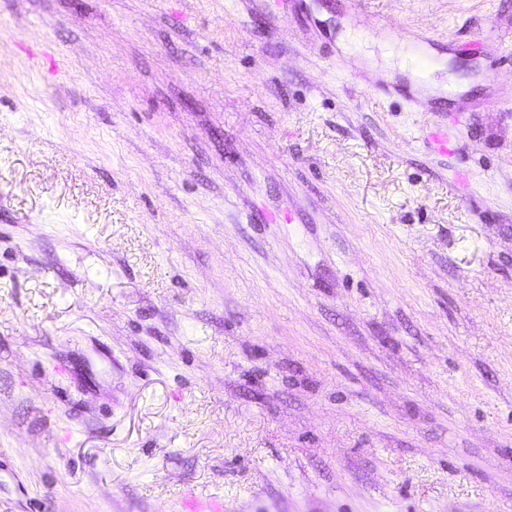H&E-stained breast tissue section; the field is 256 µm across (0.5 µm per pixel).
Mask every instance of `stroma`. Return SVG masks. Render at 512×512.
I'll return each mask as SVG.
<instances>
[{
    "mask_svg": "<svg viewBox=\"0 0 512 512\" xmlns=\"http://www.w3.org/2000/svg\"><path fill=\"white\" fill-rule=\"evenodd\" d=\"M360 2L0 0V512H512V0Z\"/></svg>",
    "mask_w": 512,
    "mask_h": 512,
    "instance_id": "stroma-1",
    "label": "stroma"
}]
</instances>
